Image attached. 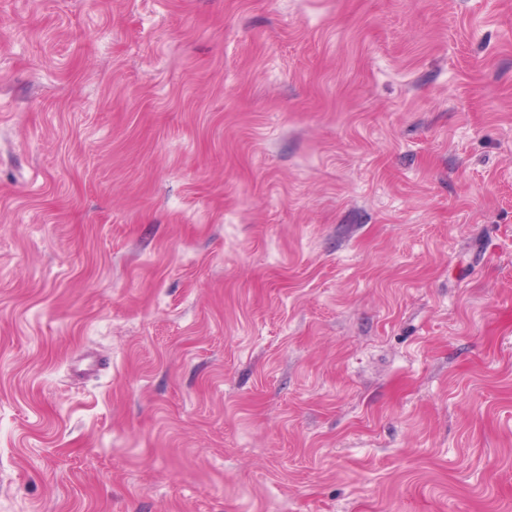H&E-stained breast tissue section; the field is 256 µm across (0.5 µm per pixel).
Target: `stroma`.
Segmentation results:
<instances>
[{"mask_svg":"<svg viewBox=\"0 0 512 512\" xmlns=\"http://www.w3.org/2000/svg\"><path fill=\"white\" fill-rule=\"evenodd\" d=\"M0 512H512V0H0Z\"/></svg>","mask_w":512,"mask_h":512,"instance_id":"stroma-1","label":"stroma"}]
</instances>
